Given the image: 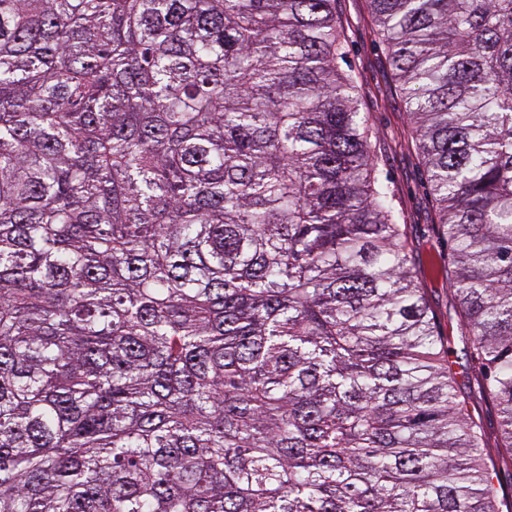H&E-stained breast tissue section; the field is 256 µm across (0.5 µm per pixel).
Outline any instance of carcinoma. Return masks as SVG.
<instances>
[{
    "instance_id": "carcinoma-1",
    "label": "carcinoma",
    "mask_w": 512,
    "mask_h": 512,
    "mask_svg": "<svg viewBox=\"0 0 512 512\" xmlns=\"http://www.w3.org/2000/svg\"><path fill=\"white\" fill-rule=\"evenodd\" d=\"M369 6L462 387L336 0H0V512H512V0ZM368 1H336L347 51L342 68L356 82L359 108L369 119L373 160L390 181L398 223L408 225L417 281L441 332L448 334L453 327L458 336V316L448 285V249L437 233L438 207L426 189V168L415 130L404 111ZM470 409L472 411V414L475 416V418H481L483 419L485 425H486V431H487V437H488V444L489 447L488 451L491 454H495L497 448H495L497 443V424L496 419L491 414V412L487 409L485 404L481 402L479 399L474 400L472 405L470 406Z\"/></svg>"
}]
</instances>
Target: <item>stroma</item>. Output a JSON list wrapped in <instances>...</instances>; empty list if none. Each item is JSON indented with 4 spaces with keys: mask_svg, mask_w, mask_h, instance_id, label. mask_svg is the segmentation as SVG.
<instances>
[{
    "mask_svg": "<svg viewBox=\"0 0 512 512\" xmlns=\"http://www.w3.org/2000/svg\"><path fill=\"white\" fill-rule=\"evenodd\" d=\"M336 15L346 44L343 64L369 119L375 164L388 177L400 223L408 227L415 272L441 332L458 324L448 285V251L437 233L438 207L426 189V168L398 83L377 34L368 0H337Z\"/></svg>",
    "mask_w": 512,
    "mask_h": 512,
    "instance_id": "obj_1",
    "label": "stroma"
}]
</instances>
